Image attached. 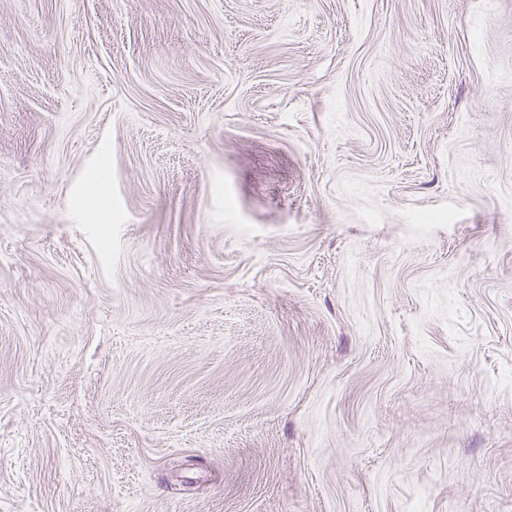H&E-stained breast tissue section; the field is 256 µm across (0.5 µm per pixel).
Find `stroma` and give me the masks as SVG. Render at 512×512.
<instances>
[{
    "label": "stroma",
    "mask_w": 512,
    "mask_h": 512,
    "mask_svg": "<svg viewBox=\"0 0 512 512\" xmlns=\"http://www.w3.org/2000/svg\"><path fill=\"white\" fill-rule=\"evenodd\" d=\"M0 512H512V0H0Z\"/></svg>",
    "instance_id": "35a3bbf8"
}]
</instances>
